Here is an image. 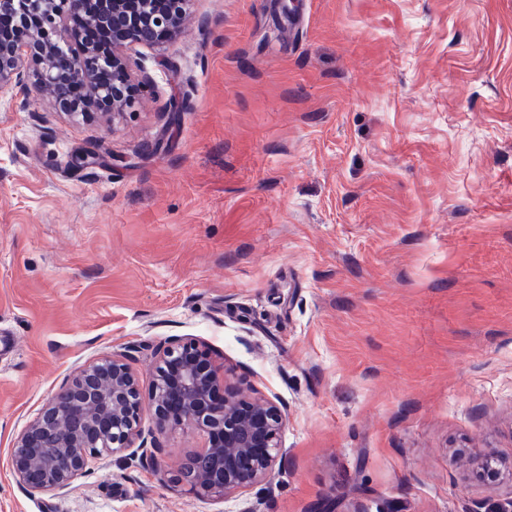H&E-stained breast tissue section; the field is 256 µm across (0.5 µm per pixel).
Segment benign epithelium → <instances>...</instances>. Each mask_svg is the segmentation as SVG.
Listing matches in <instances>:
<instances>
[{"label":"benign epithelium","mask_w":512,"mask_h":512,"mask_svg":"<svg viewBox=\"0 0 512 512\" xmlns=\"http://www.w3.org/2000/svg\"><path fill=\"white\" fill-rule=\"evenodd\" d=\"M31 31L19 24L0 35V89L19 87L29 96L48 93L62 112L82 116L100 105L125 111L136 103L127 52L161 47L184 25V12L159 0H24ZM86 14L112 31V85L98 86V60L70 23ZM50 41L69 52V72L59 73L47 53ZM63 83L85 86L84 102L58 95ZM132 356L114 353L79 368L14 439L11 464L31 493L63 491L106 452L128 449L140 460L154 455L134 446L144 399L131 366ZM218 377L208 354L192 341L175 340L159 350L149 403L161 434L194 428L207 446L184 463L182 480L204 495H228L270 480L283 452L286 414L270 400L212 399Z\"/></svg>","instance_id":"7a95c632"}]
</instances>
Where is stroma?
I'll list each match as a JSON object with an SVG mask.
<instances>
[{
	"label": "stroma",
	"instance_id": "1",
	"mask_svg": "<svg viewBox=\"0 0 512 512\" xmlns=\"http://www.w3.org/2000/svg\"><path fill=\"white\" fill-rule=\"evenodd\" d=\"M138 63L86 121L0 90V512L512 498V0H192ZM175 338L286 404L272 481L195 494L184 429L30 494L11 446L61 384L134 348L149 390Z\"/></svg>",
	"mask_w": 512,
	"mask_h": 512
}]
</instances>
